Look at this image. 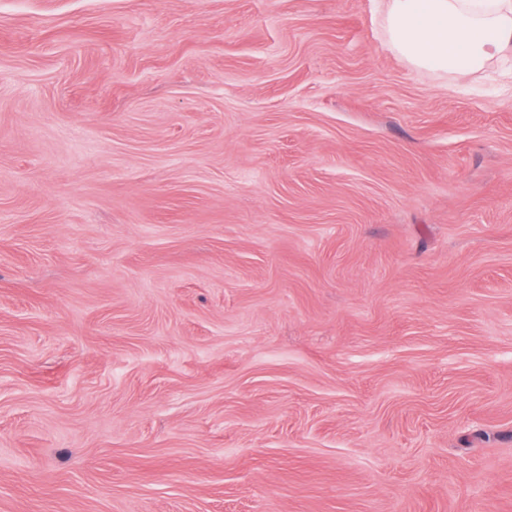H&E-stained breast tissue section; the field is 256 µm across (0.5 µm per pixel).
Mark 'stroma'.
<instances>
[{"label":"stroma","instance_id":"obj_1","mask_svg":"<svg viewBox=\"0 0 512 512\" xmlns=\"http://www.w3.org/2000/svg\"><path fill=\"white\" fill-rule=\"evenodd\" d=\"M511 83L379 0H0V512H512Z\"/></svg>","mask_w":512,"mask_h":512}]
</instances>
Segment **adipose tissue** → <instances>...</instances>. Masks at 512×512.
<instances>
[{
  "instance_id": "adipose-tissue-1",
  "label": "adipose tissue",
  "mask_w": 512,
  "mask_h": 512,
  "mask_svg": "<svg viewBox=\"0 0 512 512\" xmlns=\"http://www.w3.org/2000/svg\"><path fill=\"white\" fill-rule=\"evenodd\" d=\"M392 48L419 70L464 75L512 49V0H382Z\"/></svg>"
}]
</instances>
